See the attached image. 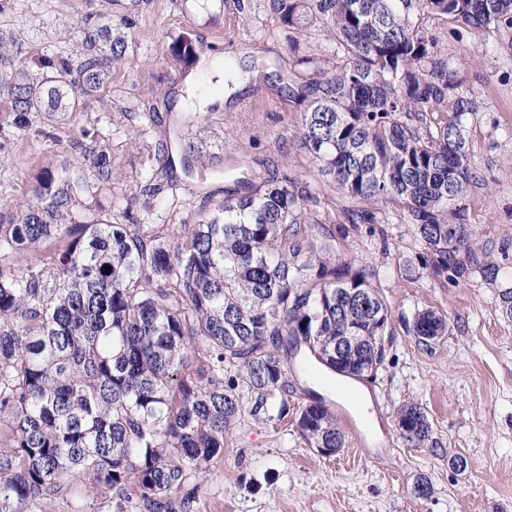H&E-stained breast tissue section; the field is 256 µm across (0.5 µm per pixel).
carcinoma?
<instances>
[{"label":"carcinoma","mask_w":512,"mask_h":512,"mask_svg":"<svg viewBox=\"0 0 512 512\" xmlns=\"http://www.w3.org/2000/svg\"><path fill=\"white\" fill-rule=\"evenodd\" d=\"M288 27L292 62L315 78L288 84L306 103L301 140L350 206V224H412L422 268L446 281H495L475 255L467 199L479 185L470 165L468 118L481 111L450 65L433 19L457 33L512 30V0H271ZM327 30L330 71L299 54L298 35ZM79 55L33 52L0 29V112L21 119L76 112L112 79L125 54L121 25L102 16L80 30ZM189 157L204 141L172 129ZM79 148L100 179L112 156L93 132ZM248 193L226 196L190 223L122 224L89 214L78 173L41 170L34 202L0 213V512H29L66 485L85 481L116 512H182L196 478L224 455L241 411L286 393L282 348H310L331 372L371 362L378 337L393 335L375 269L327 261L336 236L302 215V196L276 165ZM19 257L24 265L4 263ZM409 333L429 347L448 332L436 312L416 311ZM346 336L357 341L336 356ZM402 438L428 441L424 411L402 407ZM300 437L341 448L325 402L305 407Z\"/></svg>","instance_id":"cac0c4a2"}]
</instances>
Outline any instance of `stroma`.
<instances>
[{
	"label": "stroma",
	"mask_w": 512,
	"mask_h": 512,
	"mask_svg": "<svg viewBox=\"0 0 512 512\" xmlns=\"http://www.w3.org/2000/svg\"><path fill=\"white\" fill-rule=\"evenodd\" d=\"M106 14L125 22L128 50L99 97L81 111L51 123L30 114L17 128L0 112V212L32 201L41 168L79 173L99 213L142 224L192 221L206 202L239 193L234 178L218 176L234 165L252 182L265 176L266 159L293 179L310 218L336 235V262L377 268V284L391 309L393 334L374 376L363 378L377 423L375 441L356 410L326 397L345 443L326 457L299 435L296 418L314 384L300 370L307 350L289 358L288 414L255 411L244 395L238 420L224 438V454L199 479L191 512H512V318L499 305L512 288V34L459 38L433 24L453 67L482 104L471 120V165L487 180L469 210L480 241L479 257L502 271L493 283L466 278L435 280L421 267V246L409 224H350L345 203L324 181L303 148L300 105L289 102L278 81V61L288 58V30L270 0H9L0 27L39 53L78 48L86 16ZM187 42L209 59L244 66L217 109L202 112L200 135L215 153L213 170L188 189L182 168L166 173L158 145L186 112L189 90L205 92L212 74L176 58ZM98 132L112 154L113 175L101 181L78 148L84 130ZM430 308L448 318V333L426 348L403 321ZM415 404L432 427L428 442H406L396 425L398 409ZM462 456L466 469L452 460ZM433 487L416 495L419 480Z\"/></svg>",
	"instance_id": "1"
}]
</instances>
